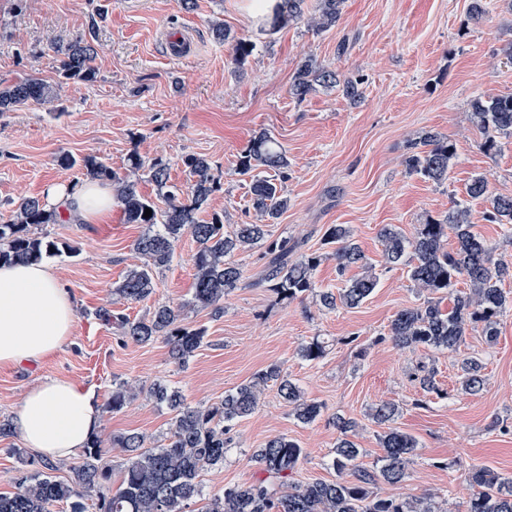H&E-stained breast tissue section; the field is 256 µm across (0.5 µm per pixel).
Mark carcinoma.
<instances>
[{
	"instance_id": "carcinoma-1",
	"label": "carcinoma",
	"mask_w": 512,
	"mask_h": 512,
	"mask_svg": "<svg viewBox=\"0 0 512 512\" xmlns=\"http://www.w3.org/2000/svg\"><path fill=\"white\" fill-rule=\"evenodd\" d=\"M304 0H282L276 9L274 24L285 26L303 18ZM344 0H317L316 10L308 18L319 32L334 27L341 17ZM213 35L230 43L235 63L242 67L254 46L231 36L218 23ZM60 77L65 80L91 81L95 78L92 62L94 45L77 37L55 48ZM343 85L352 99L360 97L358 82L340 80L336 72L305 59L299 66L289 92L303 99L317 87ZM57 96L56 88L43 80L30 77L21 82L0 86V112H10L32 105H44ZM471 122L484 136L481 147L490 152L497 138L512 136V93L471 102ZM421 149L405 159L411 173L439 182L448 174L456 156L455 146L437 132L424 133ZM190 175L187 192H165V208L158 209L141 196L135 183L119 176L95 156L82 158L84 175L90 180H108L128 224H143L145 230L135 241L134 250L142 264L130 269L113 289V295L126 302H139L154 292L155 276L166 269L173 258V243L188 233L198 245L194 255L193 293L185 306L223 311L225 296L238 287L242 271L231 261L232 255L255 244L266 245L268 265L257 284L264 285L283 299L294 300L314 293V272L321 256L308 255L296 261L289 259L293 246L286 238L269 239L267 225L275 223L288 208L277 179L264 175L272 170L284 176L288 158L277 142L266 134L250 141L242 156L240 173L252 176L251 201L263 224H238L228 233L217 215L200 223L198 211L206 207L218 190L208 159L191 156L185 159ZM151 180L161 189L167 187L168 164L156 158L150 166ZM152 215L144 216L145 209ZM486 220L492 224H512V197L490 198ZM56 211L38 197L21 199L14 208V219L0 224V263L39 262L58 256L61 250L53 240L29 234L28 227L53 224ZM455 246L448 247V234ZM383 259L388 264L409 268L410 280L425 295L423 304L399 311L390 325L392 341L403 348L420 346L455 351L465 344L468 332L481 328L487 343L497 340L499 317L512 305V296L502 288L512 276V265L493 256L486 239L469 221L468 211L456 207L441 220L420 225L417 235L408 239L400 232L385 228L380 233ZM324 242L336 246L339 272L357 267L361 272L350 277L344 288L335 293L319 292V303L327 310L339 306L359 307L375 291L378 277L352 233L344 224H332L324 233ZM469 283V291L453 296L452 306L442 307L444 296L459 280ZM96 315L103 322L115 323L123 336L138 343L162 338L170 347L172 358L180 364L189 361L205 338V329L189 328L182 323V308L169 304L154 307L149 316L130 320L101 308ZM325 353L324 342L317 338L303 343L298 355L315 361ZM460 390L476 395L484 388V365L480 358L466 356L459 361ZM279 383V391L288 401L291 415L310 424L321 416V405L307 399L294 379L281 366L272 365L255 380L224 393V401L216 406L191 407L184 403L181 392L168 384L155 383L147 391L149 399L166 406L173 418L166 444L147 448L145 437L129 433L113 439V444L127 453L121 480L110 486V473L102 465L106 449L94 437L82 449L79 461L70 466V479L59 480L53 472L60 463L23 461L24 469L15 477L16 491L0 493V512H51L59 502L71 503L72 512H84L79 499L95 494L98 512H441L435 497L427 494L415 498H388L374 493L380 482L399 484L409 477L411 457L418 440L395 426L398 410L383 402L371 408L370 416L386 430L378 435L383 456L371 466L359 463L364 449L354 440L356 421L338 416L336 440L331 466L337 473L334 481H314L304 485L292 482V475L304 458V450L292 439L275 436L252 457L262 466L264 477L249 485H234L221 493L209 494L199 481L201 472L224 464V453L231 445L234 423L251 414L259 405L268 382ZM137 397L126 382L112 385L108 407L118 412ZM472 492L464 512H512V479L501 476L490 467H480L468 475ZM197 509H190L192 505Z\"/></svg>"
}]
</instances>
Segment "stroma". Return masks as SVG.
Segmentation results:
<instances>
[{
	"label": "stroma",
	"instance_id": "stroma-1",
	"mask_svg": "<svg viewBox=\"0 0 512 512\" xmlns=\"http://www.w3.org/2000/svg\"><path fill=\"white\" fill-rule=\"evenodd\" d=\"M240 0H0V84L36 76L61 84L54 102L0 114V224L9 220L14 202L43 197L55 184H79L80 167L62 168L60 154L96 156L120 174L130 173L128 159L143 166L133 174L140 195L164 208L148 166L160 158L169 165V185L186 188L187 157H207L219 189L197 214L198 221L220 217L226 228L256 224L249 179L239 160L261 132L275 137L288 157L283 194L288 208L272 238L298 241L303 254L323 259L315 272L319 290H338L331 246L322 236L328 225H347L375 267L379 284L355 309L329 311L316 295L279 300L258 285L268 257L257 244L233 260L243 277L224 299V311L189 310L185 323L205 327L207 341L186 365H178L163 339L138 344L122 339L119 329L99 321L95 312L112 308L132 319L160 303L190 300L196 244L183 235L173 259L155 279L147 299L126 303L112 288L139 265L133 249L144 232L125 223L113 208L102 224L31 226L30 231L76 247V256L50 258L69 291L76 322L72 336L36 365L0 368V419L15 418L32 386L64 379L107 403L113 383L129 381L147 388L163 381L179 388L187 405L220 403L226 391L247 383L271 365H279L322 404L313 423L298 422L275 383H267L258 408L232 430V445L222 466L202 472L207 493L260 476L255 448L285 435L306 452L294 481H332L330 465L338 433L331 419L342 415L358 423L355 440L365 448L363 465L382 456L377 442L381 425L369 416L376 403L398 408L397 426L414 435L419 446L410 476L399 485L377 488L384 497L435 493L442 512H462L459 486L473 468L488 466L512 476V308L499 318V336L486 343L470 331L463 354H479L486 383L475 396L459 389L457 361L434 348L401 350L389 339L398 311L423 303L406 266L386 265L379 234L390 226L413 238L420 225L442 219L450 209L466 208L471 223L493 247L496 258L512 262V227L486 221L492 196H512V137H501L496 151L484 152L481 134L468 119L470 102L512 92V0H484L486 14L474 21L471 0H344L335 27L318 32L298 20L272 29L251 25ZM223 23L254 50L236 66L230 45L214 39L212 26ZM188 38L182 58H172L167 38ZM84 37L98 54L91 81H61L53 47ZM358 80L361 97L351 100L341 88H320L299 100L289 93L304 60ZM433 130L448 137L456 158L439 183L407 170L404 159L412 141ZM487 182L488 198L467 193L472 177ZM319 338L322 358L308 362L297 350ZM436 371L437 392L426 394L416 377L421 368ZM171 412L146 396L121 411L101 414L98 437L112 482H119L126 456L114 437L137 432L149 448L160 447ZM19 435L0 438V492L14 491L22 459L36 458Z\"/></svg>",
	"mask_w": 512,
	"mask_h": 512
}]
</instances>
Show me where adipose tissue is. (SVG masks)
Masks as SVG:
<instances>
[{"label": "adipose tissue", "instance_id": "1", "mask_svg": "<svg viewBox=\"0 0 512 512\" xmlns=\"http://www.w3.org/2000/svg\"><path fill=\"white\" fill-rule=\"evenodd\" d=\"M46 203L71 223L96 224L112 209V191L100 181L55 185ZM72 298L41 262L0 266V367L45 359L72 335ZM100 424L94 396L74 383L51 379L25 395L14 428L25 445L59 459L85 447Z\"/></svg>", "mask_w": 512, "mask_h": 512}]
</instances>
